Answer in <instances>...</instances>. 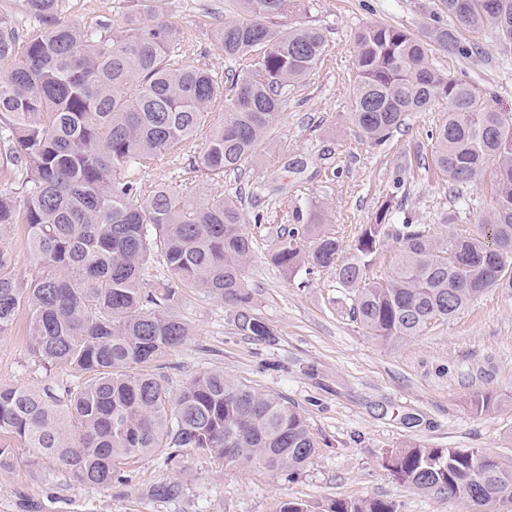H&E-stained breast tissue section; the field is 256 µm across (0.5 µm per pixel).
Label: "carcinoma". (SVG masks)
<instances>
[{
	"label": "carcinoma",
	"instance_id": "carcinoma-1",
	"mask_svg": "<svg viewBox=\"0 0 512 512\" xmlns=\"http://www.w3.org/2000/svg\"><path fill=\"white\" fill-rule=\"evenodd\" d=\"M240 19L207 22L234 68L187 62L190 33L165 18L163 0H118L117 18L88 23L71 0H8L0 6V335L19 310L32 312L29 349L45 367L75 380L38 389L0 385V436L34 448L80 484L108 486L119 464L193 449L230 465L261 466L292 477L316 442L299 410L211 370L171 393L149 365L191 335L177 308L185 293L224 299L238 331L264 340L244 285L253 240L242 196L204 200L187 184L216 187L269 142L288 87L309 77L326 52L321 29L283 32L274 17L300 0H232ZM453 26L413 34L387 24L357 30L351 121L375 145L412 112L442 98L448 116L431 133L434 164L461 200L492 173L491 200L476 227L448 213V235L421 224H393L388 201L363 225L353 252L312 205L282 228L268 258L293 280L334 271L353 291L351 318L376 339L399 346L446 321L485 292H512V117L482 101L475 86L433 67L429 48L460 56L462 32L512 44V0H442ZM220 108L221 119L212 118ZM177 173L161 176L162 165ZM26 226L40 272L20 281L7 233ZM396 247L373 273L386 239ZM169 277L148 284V270ZM384 466L408 488L479 508L512 500V470L482 448L413 444L387 453ZM278 512H398L379 498L288 500Z\"/></svg>",
	"mask_w": 512,
	"mask_h": 512
}]
</instances>
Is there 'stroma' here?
<instances>
[{
	"instance_id": "obj_1",
	"label": "stroma",
	"mask_w": 512,
	"mask_h": 512,
	"mask_svg": "<svg viewBox=\"0 0 512 512\" xmlns=\"http://www.w3.org/2000/svg\"><path fill=\"white\" fill-rule=\"evenodd\" d=\"M169 19L190 29L189 61L224 69L223 54L201 10L236 19L230 0H166ZM382 22L420 32L448 24L441 0H309L307 12L273 19L287 29L321 28L328 40L317 72L288 90L277 146L261 150L243 175L224 176V191L242 193L253 255L245 285L271 340L239 334L222 299L188 293L180 312L187 341L161 358L172 390L204 370L264 393L283 396L305 417L319 447L294 478L261 467L235 468L189 450L172 459L143 456L122 465L109 486L81 485L53 459L12 442L13 465L0 468V512H276L286 500L367 497L395 501L400 512H466L398 482L382 465L385 454L410 444L482 448L512 469V294L485 293L445 322L398 346L382 344L349 315L351 300L331 271L287 280L268 259L278 227L296 211L327 208L330 225L352 245L386 199L399 218L447 233L443 219L457 202L434 166L429 133L445 119L447 101L409 115L383 145L358 136L350 114L356 69L354 35ZM475 52L462 58L435 49L433 64L471 82L484 101L512 116V45L474 36ZM263 214L254 226L255 214ZM30 310H20L0 336V385L41 387L66 382L69 370L45 369L29 351ZM489 396L492 412L477 414L474 395ZM177 483L170 499L149 497L160 484Z\"/></svg>"
}]
</instances>
